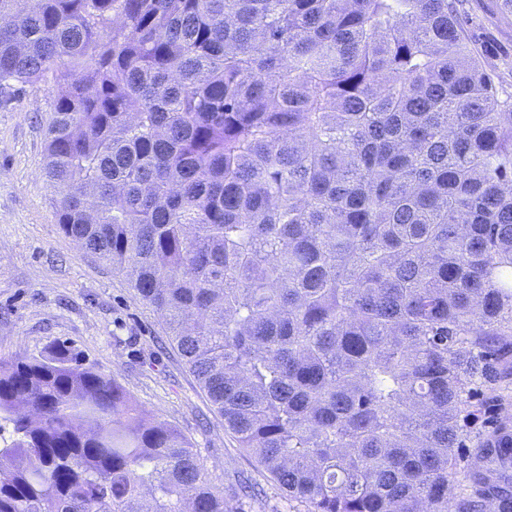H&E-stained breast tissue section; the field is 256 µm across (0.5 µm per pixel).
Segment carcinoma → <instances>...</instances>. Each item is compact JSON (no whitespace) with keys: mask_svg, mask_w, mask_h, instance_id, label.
I'll return each instance as SVG.
<instances>
[{"mask_svg":"<svg viewBox=\"0 0 512 512\" xmlns=\"http://www.w3.org/2000/svg\"><path fill=\"white\" fill-rule=\"evenodd\" d=\"M62 87L61 231L125 275L306 512H512V93L456 0H0ZM0 512H238L63 343L0 362ZM469 447L458 467L460 449Z\"/></svg>","mask_w":512,"mask_h":512,"instance_id":"obj_1","label":"carcinoma"}]
</instances>
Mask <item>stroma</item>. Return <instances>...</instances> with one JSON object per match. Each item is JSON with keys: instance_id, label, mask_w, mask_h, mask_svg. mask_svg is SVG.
Masks as SVG:
<instances>
[{"instance_id": "stroma-1", "label": "stroma", "mask_w": 512, "mask_h": 512, "mask_svg": "<svg viewBox=\"0 0 512 512\" xmlns=\"http://www.w3.org/2000/svg\"><path fill=\"white\" fill-rule=\"evenodd\" d=\"M465 34L497 85L512 92V10L461 0ZM61 91L42 82L0 103V359L71 346L194 448L212 489L239 512H305L239 448L176 349L160 315L124 275L60 230L42 175L45 118Z\"/></svg>"}]
</instances>
